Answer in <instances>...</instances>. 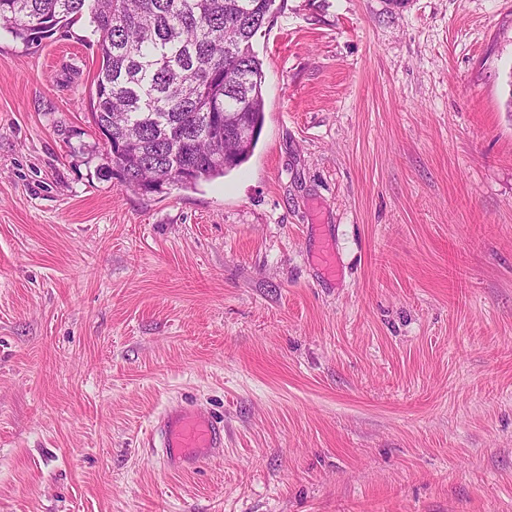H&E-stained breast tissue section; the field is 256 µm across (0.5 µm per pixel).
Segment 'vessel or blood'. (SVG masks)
<instances>
[{
    "label": "vessel or blood",
    "instance_id": "obj_1",
    "mask_svg": "<svg viewBox=\"0 0 512 512\" xmlns=\"http://www.w3.org/2000/svg\"><path fill=\"white\" fill-rule=\"evenodd\" d=\"M163 465L170 470L193 469L201 459L224 453V426L198 404L188 402L163 413L155 425Z\"/></svg>",
    "mask_w": 512,
    "mask_h": 512
}]
</instances>
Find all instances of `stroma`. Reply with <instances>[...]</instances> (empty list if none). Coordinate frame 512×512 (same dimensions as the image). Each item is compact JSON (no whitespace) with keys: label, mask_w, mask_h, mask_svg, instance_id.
Wrapping results in <instances>:
<instances>
[{"label":"stroma","mask_w":512,"mask_h":512,"mask_svg":"<svg viewBox=\"0 0 512 512\" xmlns=\"http://www.w3.org/2000/svg\"><path fill=\"white\" fill-rule=\"evenodd\" d=\"M277 6L253 155L153 194L88 21L0 27V512H512V0ZM155 434L163 465L170 470L194 469L204 458L224 454V425L196 403L166 411L157 420Z\"/></svg>","instance_id":"stroma-1"}]
</instances>
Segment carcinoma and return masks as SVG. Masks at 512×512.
I'll return each mask as SVG.
<instances>
[{"label": "carcinoma", "mask_w": 512, "mask_h": 512, "mask_svg": "<svg viewBox=\"0 0 512 512\" xmlns=\"http://www.w3.org/2000/svg\"><path fill=\"white\" fill-rule=\"evenodd\" d=\"M276 0H0V24L39 46L29 21L54 31L89 16L99 66L93 123L119 146L112 176L140 191L192 188L253 154L264 122L253 47Z\"/></svg>", "instance_id": "obj_1"}]
</instances>
